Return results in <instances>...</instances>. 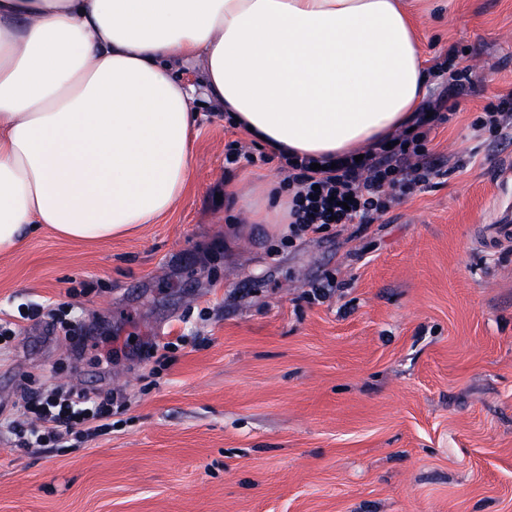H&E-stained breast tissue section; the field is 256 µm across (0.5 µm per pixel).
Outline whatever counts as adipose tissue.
<instances>
[{
    "instance_id": "adipose-tissue-1",
    "label": "adipose tissue",
    "mask_w": 512,
    "mask_h": 512,
    "mask_svg": "<svg viewBox=\"0 0 512 512\" xmlns=\"http://www.w3.org/2000/svg\"><path fill=\"white\" fill-rule=\"evenodd\" d=\"M203 62L201 87L175 78ZM271 153L325 160L426 97L401 0H0V253L152 224L192 171L195 94Z\"/></svg>"
}]
</instances>
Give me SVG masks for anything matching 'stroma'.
Listing matches in <instances>:
<instances>
[{"label": "stroma", "mask_w": 512, "mask_h": 512, "mask_svg": "<svg viewBox=\"0 0 512 512\" xmlns=\"http://www.w3.org/2000/svg\"><path fill=\"white\" fill-rule=\"evenodd\" d=\"M416 32L478 91L430 134L441 175L382 219L295 241L251 223L228 191L280 161L225 164L246 135L199 96L158 223L0 254V421L29 388L115 396L67 448L0 433V512H512V243L489 241L512 142L472 127L512 90V0H433Z\"/></svg>", "instance_id": "stroma-1"}]
</instances>
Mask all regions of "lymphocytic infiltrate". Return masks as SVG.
I'll return each mask as SVG.
<instances>
[{
	"mask_svg": "<svg viewBox=\"0 0 512 512\" xmlns=\"http://www.w3.org/2000/svg\"><path fill=\"white\" fill-rule=\"evenodd\" d=\"M432 70L441 80L439 91L416 112L411 131L398 134L395 145L383 141L369 145L362 160L342 156L335 167L323 170L312 168L309 159L284 157L281 171L292 193V237L317 233L335 223H373L388 213L394 201L430 182L436 166L428 147L429 133L445 121L450 101L475 89L471 68L455 69L439 59ZM111 404V397L84 391L26 393L24 407L32 420L24 443L60 442L75 423L108 419Z\"/></svg>",
	"mask_w": 512,
	"mask_h": 512,
	"instance_id": "lymphocytic-infiltrate-1",
	"label": "lymphocytic infiltrate"
}]
</instances>
